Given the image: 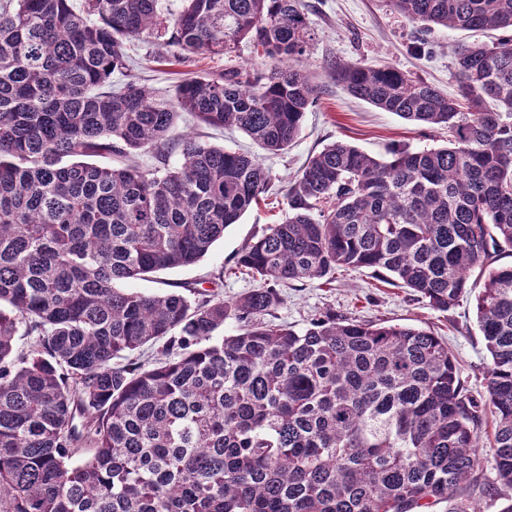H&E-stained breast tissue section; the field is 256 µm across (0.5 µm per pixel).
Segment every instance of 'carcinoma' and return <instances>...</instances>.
I'll return each instance as SVG.
<instances>
[{
	"label": "carcinoma",
	"instance_id": "cac0c4a2",
	"mask_svg": "<svg viewBox=\"0 0 512 512\" xmlns=\"http://www.w3.org/2000/svg\"><path fill=\"white\" fill-rule=\"evenodd\" d=\"M391 2L424 26L507 35L455 46L453 96L389 65L336 64L349 95L445 128L448 144L311 156L286 217L230 268L259 285L226 302L126 285L200 262L267 191L259 157L177 134L175 118L287 150L319 97L294 65L309 45L301 0H180L167 17L159 0H0V512H481L466 489L488 413L483 487L509 496L512 265L489 267V244L512 251V0ZM144 36L178 63L247 39L270 69L187 78L169 100L112 87ZM362 268L443 312L469 272L485 276L486 394L420 328L264 320L280 287Z\"/></svg>",
	"mask_w": 512,
	"mask_h": 512
}]
</instances>
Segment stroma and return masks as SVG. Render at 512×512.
Returning <instances> with one entry per match:
<instances>
[{
    "label": "stroma",
    "instance_id": "stroma-1",
    "mask_svg": "<svg viewBox=\"0 0 512 512\" xmlns=\"http://www.w3.org/2000/svg\"><path fill=\"white\" fill-rule=\"evenodd\" d=\"M311 34L309 48L299 66L319 88V99L306 113L301 131L287 152H259L257 145L241 130L213 129L184 113L176 130L201 140L243 152L260 153L273 178L272 187L260 203L228 227L211 252L197 265L174 269L153 281H133L143 293L177 290L184 283L204 284L232 300L254 288L245 277H222L237 254L271 224L282 220L287 209L285 194L308 159L327 144L342 141L378 158H388L393 149H429L445 145L444 129L425 130L399 116L379 111L349 95L331 76L336 61L365 65L390 64L412 80H423L452 95L457 91L455 58L457 43L492 42L497 31L450 30L442 27L418 34L416 24L396 11L390 0H304ZM133 59V73L157 99L170 98L176 85L193 76H216L230 64L258 71L267 62L256 56L249 43H241L234 59L195 57L184 64L171 62L168 50H158L141 40L126 44ZM483 286L477 273L468 276V294L449 311L427 306L406 288L388 281L386 274L370 269L341 271L335 280L294 282L282 289L283 302L267 315V322L301 330L311 319L333 313L373 322L410 325L432 332L447 343L457 359L461 377L473 394L486 391L488 356L476 322L475 294Z\"/></svg>",
    "mask_w": 512,
    "mask_h": 512
}]
</instances>
